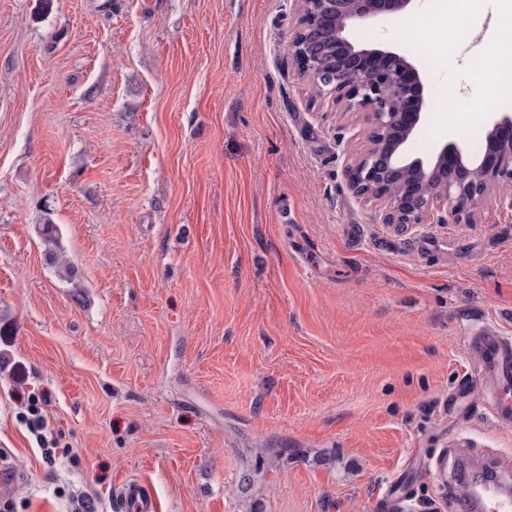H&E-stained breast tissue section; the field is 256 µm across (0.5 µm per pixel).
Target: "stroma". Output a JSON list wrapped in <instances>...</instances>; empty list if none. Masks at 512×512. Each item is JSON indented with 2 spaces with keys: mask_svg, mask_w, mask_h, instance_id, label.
Listing matches in <instances>:
<instances>
[{
  "mask_svg": "<svg viewBox=\"0 0 512 512\" xmlns=\"http://www.w3.org/2000/svg\"><path fill=\"white\" fill-rule=\"evenodd\" d=\"M429 0L352 42L417 63L429 157L501 112L494 46L437 67ZM456 18L512 24V0ZM294 0H0V460L14 512H119L143 481L160 512H456L414 461L488 458L466 338L512 335V208L398 231L354 196L366 112L312 98L288 53ZM55 224L56 243L40 228ZM470 383L467 421L448 396ZM64 454L47 468L17 418L31 394Z\"/></svg>",
  "mask_w": 512,
  "mask_h": 512,
  "instance_id": "stroma-1",
  "label": "stroma"
}]
</instances>
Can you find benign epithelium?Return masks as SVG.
I'll return each mask as SVG.
<instances>
[{"label": "benign epithelium", "mask_w": 512, "mask_h": 512, "mask_svg": "<svg viewBox=\"0 0 512 512\" xmlns=\"http://www.w3.org/2000/svg\"><path fill=\"white\" fill-rule=\"evenodd\" d=\"M303 29L288 41L294 66L332 98L368 112V146L347 166L355 197L385 204L382 223L404 230L424 223L434 210L439 224L471 223L492 185H512V113L500 112L488 130L491 151L479 163L464 161V146L449 141L425 161L412 160L404 145L421 122L427 103L419 69L389 49L357 47L350 26L394 19L414 0H296Z\"/></svg>", "instance_id": "obj_1"}]
</instances>
